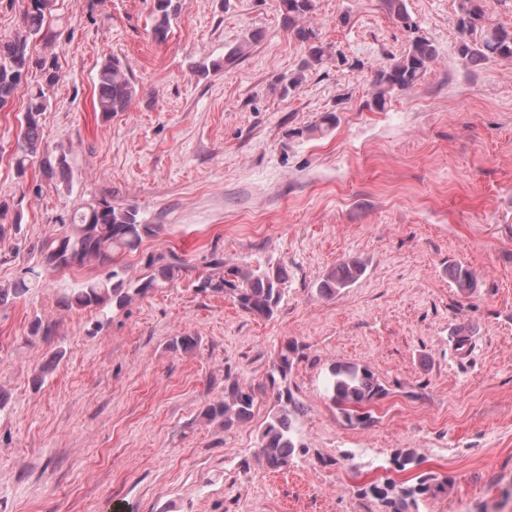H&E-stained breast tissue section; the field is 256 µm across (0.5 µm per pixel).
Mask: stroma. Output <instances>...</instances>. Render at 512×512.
<instances>
[{
    "mask_svg": "<svg viewBox=\"0 0 512 512\" xmlns=\"http://www.w3.org/2000/svg\"><path fill=\"white\" fill-rule=\"evenodd\" d=\"M404 4L436 57L379 112L373 74L409 44L385 0H315L311 22L342 59L307 70L278 0H181L162 45L151 0H57L56 38L36 50L56 61L43 145L65 155L69 181L36 164L17 176L25 102L0 111V199L22 218L0 239V285L44 272L42 287L0 304V512H384L364 486L419 472L448 482L420 512H512V62L462 64L457 0ZM111 55L136 95L106 117L94 86ZM325 112L333 132L306 135ZM101 196L164 227L121 256L128 278L169 251L192 275L104 316L61 307L63 289L112 265L50 272L42 243ZM214 251L228 266L286 269L272 318L196 292ZM353 257L362 277L320 295ZM456 265L474 272V292H459ZM38 321L49 334L33 333ZM179 336L195 346L174 347ZM288 342L301 447L272 469L255 451ZM335 362L385 387L372 424L326 396ZM233 382L256 403L227 430L204 412ZM402 448L420 465L391 474ZM296 348L292 343H286L281 347L276 359L273 362L272 373L269 375L271 386L274 387L276 375L279 379H286L293 366Z\"/></svg>",
    "mask_w": 512,
    "mask_h": 512,
    "instance_id": "1",
    "label": "stroma"
}]
</instances>
